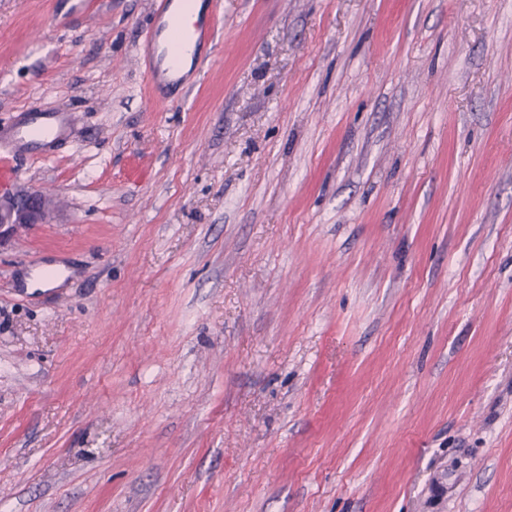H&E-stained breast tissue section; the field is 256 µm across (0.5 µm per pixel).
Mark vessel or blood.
Wrapping results in <instances>:
<instances>
[{
	"label": "vessel or blood",
	"mask_w": 512,
	"mask_h": 512,
	"mask_svg": "<svg viewBox=\"0 0 512 512\" xmlns=\"http://www.w3.org/2000/svg\"><path fill=\"white\" fill-rule=\"evenodd\" d=\"M179 0H156L152 34L146 40L143 57L158 95L170 98L185 91L187 83L177 66L179 57L201 58L206 46L218 36L214 12L203 11L193 25L176 16ZM70 131V115L32 104L0 125V184L13 175L11 157L26 154L49 157Z\"/></svg>",
	"instance_id": "obj_1"
}]
</instances>
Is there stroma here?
<instances>
[{
    "label": "stroma",
    "instance_id": "stroma-1",
    "mask_svg": "<svg viewBox=\"0 0 512 512\" xmlns=\"http://www.w3.org/2000/svg\"><path fill=\"white\" fill-rule=\"evenodd\" d=\"M0 0L70 113L0 248V512H512V0ZM58 266V287L26 280ZM192 0H156L152 19V34L145 41L143 57L158 95L174 98L188 88L189 83L177 67L180 56L190 54L200 60L206 46L218 36L216 16L208 8L198 18L200 3L192 27L183 24L176 16L175 7ZM197 20V21H196ZM47 200L38 191H17L0 196V247L21 229L44 224L49 218Z\"/></svg>",
    "mask_w": 512,
    "mask_h": 512
}]
</instances>
